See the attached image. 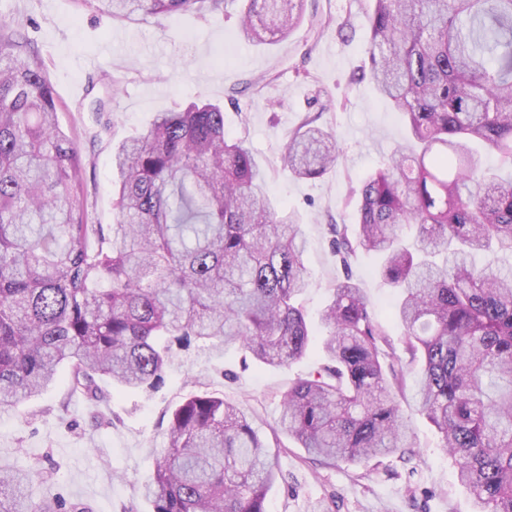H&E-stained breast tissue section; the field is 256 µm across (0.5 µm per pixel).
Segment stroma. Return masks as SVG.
Listing matches in <instances>:
<instances>
[{
	"label": "stroma",
	"instance_id": "1",
	"mask_svg": "<svg viewBox=\"0 0 512 512\" xmlns=\"http://www.w3.org/2000/svg\"><path fill=\"white\" fill-rule=\"evenodd\" d=\"M234 0L226 13L200 17L115 20L81 10L74 0H0V15L30 19L32 51L43 58L59 100L60 127L74 134L85 165L88 221L108 224L112 212V150L143 132L157 113L196 99L224 107V128L244 139L268 174V191L300 217L306 238L308 289L303 298L315 337L332 284L351 276L368 295L372 315L393 345L402 328L394 319V290L379 274L380 256L359 252L350 269L337 264L328 226L351 219L353 190L391 149L408 143L400 112L378 98L366 76L364 53L372 0H305L298 28L287 39L253 44L240 38ZM325 21L320 38L312 19ZM348 22L344 34L335 26ZM119 87L105 95L103 74ZM261 79L259 89L248 83ZM108 96L112 119L102 130L90 103ZM335 134L340 159L317 179H298L279 165L290 131L308 116ZM322 361L311 353L285 368L257 367L238 349L191 344L178 350L163 385L154 392L112 393L94 404L59 382L43 396L0 411V461L33 470L34 498L59 495L89 512H151L140 488L165 447L171 410L194 392L210 391L241 403L256 431L271 437L280 415L279 395L297 374ZM414 444L409 460L387 458L369 465L308 468L297 444L280 437L279 475L267 496V512H315L318 502L333 512H474L470 493L439 446L435 427L421 415L412 392L399 399ZM102 412L97 424L94 412Z\"/></svg>",
	"mask_w": 512,
	"mask_h": 512
}]
</instances>
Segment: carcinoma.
<instances>
[{"mask_svg":"<svg viewBox=\"0 0 512 512\" xmlns=\"http://www.w3.org/2000/svg\"><path fill=\"white\" fill-rule=\"evenodd\" d=\"M74 2L130 20L214 16L231 0ZM302 12L303 0H247L239 28L252 43L281 40ZM367 30L369 78L412 145L367 175L355 236L332 224L329 245L346 270L360 251L381 255L420 412L478 512H512V272L497 265L512 258V174L482 168L474 149L512 171V0H373ZM28 44L16 19L0 18V406L41 394L63 368L94 402L106 398L99 378L154 391L193 342L244 349L261 367L305 358L301 224L225 133L224 108L193 101L120 143L113 223L89 224L82 160ZM338 158L336 138L307 117L280 161L316 179ZM321 321L326 364L281 393L273 436L332 467L405 459L402 357L382 348L385 329L350 277ZM166 436L145 486L153 512H267L279 455L239 405L192 394ZM31 483L0 464V512H88L60 496L33 501Z\"/></svg>","mask_w":512,"mask_h":512,"instance_id":"carcinoma-1","label":"carcinoma"}]
</instances>
